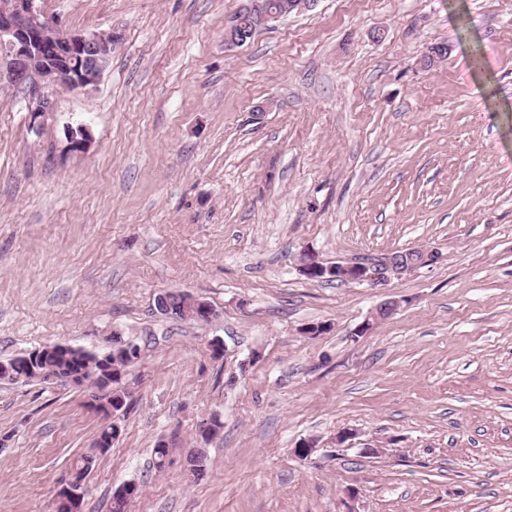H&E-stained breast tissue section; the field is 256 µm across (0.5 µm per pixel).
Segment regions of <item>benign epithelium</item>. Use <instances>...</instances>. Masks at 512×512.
<instances>
[{
  "label": "benign epithelium",
  "instance_id": "obj_1",
  "mask_svg": "<svg viewBox=\"0 0 512 512\" xmlns=\"http://www.w3.org/2000/svg\"><path fill=\"white\" fill-rule=\"evenodd\" d=\"M315 0H288L283 9L272 12L262 9L261 0H247L228 22L224 31L227 47H240L254 36L256 27L280 18L293 10L307 11ZM121 34L115 30L106 33H67L58 29L45 13L39 0H0V49L6 51L8 64L0 72V81L5 79L27 94L30 103L31 122L54 111L55 100L48 89L63 85L71 90L85 91L100 81L112 55L119 44ZM70 149L84 152L91 138L88 129L80 125L70 131ZM439 260V253L422 249L413 257L385 254L372 261L325 264L313 258L307 259L301 272L309 279L332 280L342 278L346 282H366L379 286L390 279L399 278L417 268ZM398 306L395 300L386 301L376 308L373 320L366 321L354 332L363 336L373 326V321L384 318ZM191 317L199 324H211L218 319L216 310L204 302H196L191 308ZM112 370L99 376L89 375L81 369L66 377H48L85 393L87 404L98 413L108 412V419L115 428L119 420L112 407ZM68 501L71 512H81L84 487L69 480L59 490Z\"/></svg>",
  "mask_w": 512,
  "mask_h": 512
}]
</instances>
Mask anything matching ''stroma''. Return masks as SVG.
<instances>
[{"instance_id": "35a3bbf8", "label": "stroma", "mask_w": 512, "mask_h": 512, "mask_svg": "<svg viewBox=\"0 0 512 512\" xmlns=\"http://www.w3.org/2000/svg\"><path fill=\"white\" fill-rule=\"evenodd\" d=\"M243 4L43 0L123 39L38 121L0 85V360L141 345L82 512L131 480V512H512V0H317L226 47ZM419 247L439 260L377 288L300 271ZM170 290L218 320L156 315ZM102 423L79 390L0 385V512H54Z\"/></svg>"}]
</instances>
